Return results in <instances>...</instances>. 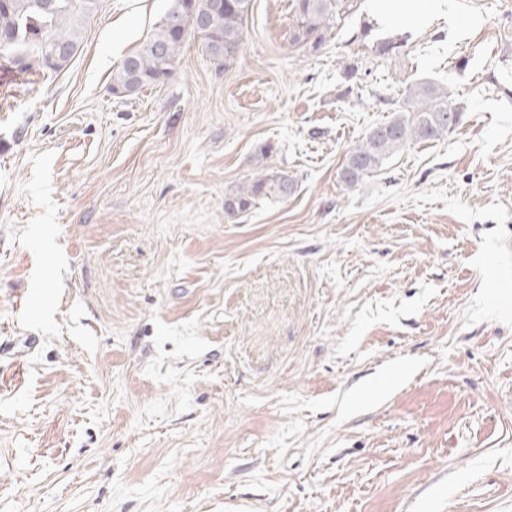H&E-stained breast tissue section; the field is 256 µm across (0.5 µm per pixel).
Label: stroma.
<instances>
[{"mask_svg":"<svg viewBox=\"0 0 512 512\" xmlns=\"http://www.w3.org/2000/svg\"><path fill=\"white\" fill-rule=\"evenodd\" d=\"M170 4L0 72V512H512V0H357L315 52L252 0L233 64L113 94ZM418 79L459 127L344 186ZM268 145L293 192L226 214Z\"/></svg>","mask_w":512,"mask_h":512,"instance_id":"1","label":"stroma"}]
</instances>
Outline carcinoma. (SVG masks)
<instances>
[{"instance_id":"carcinoma-1","label":"carcinoma","mask_w":512,"mask_h":512,"mask_svg":"<svg viewBox=\"0 0 512 512\" xmlns=\"http://www.w3.org/2000/svg\"><path fill=\"white\" fill-rule=\"evenodd\" d=\"M101 0H0V63L20 76L32 67L15 60L17 51H35L46 58L37 68L44 75L63 70L82 44L87 22L97 14ZM252 0H172L150 37L124 58L112 79V91L130 96L162 83L173 73L189 35L202 42L211 60L228 66L237 57ZM350 10V0H294V43L317 51L328 34ZM464 109L434 82L407 87L401 110L373 128L346 154L338 177L347 187L358 185L383 163L411 143L439 140L462 122ZM260 151L258 176L224 197V211L243 214L268 196L285 198L294 179L264 164Z\"/></svg>"}]
</instances>
